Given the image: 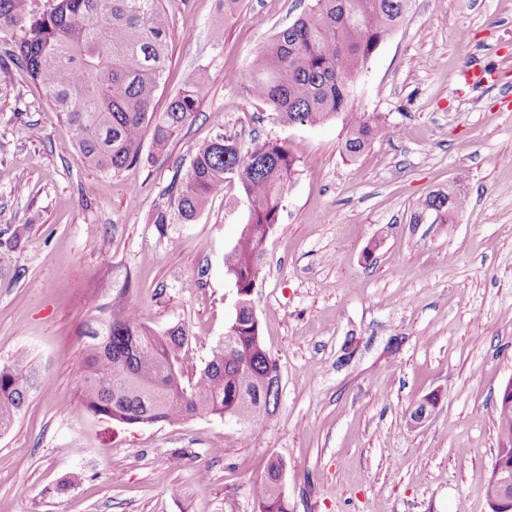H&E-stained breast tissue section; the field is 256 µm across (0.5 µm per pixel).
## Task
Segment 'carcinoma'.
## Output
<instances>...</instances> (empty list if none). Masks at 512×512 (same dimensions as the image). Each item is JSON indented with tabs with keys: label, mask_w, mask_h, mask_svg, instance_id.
Instances as JSON below:
<instances>
[{
	"label": "carcinoma",
	"mask_w": 512,
	"mask_h": 512,
	"mask_svg": "<svg viewBox=\"0 0 512 512\" xmlns=\"http://www.w3.org/2000/svg\"><path fill=\"white\" fill-rule=\"evenodd\" d=\"M413 2L313 0L255 55L248 77L231 72L229 78L246 96L269 103L284 123L342 119V151L356 159L379 132L382 116L353 110L354 81ZM0 35L9 38L0 71L10 72L12 63L41 83L72 130L70 148L102 174L136 162L148 133L155 146H165L208 92V75L201 73L164 111H154L168 61V18L159 0H51L43 9L35 0H0ZM299 163L286 146L257 138L243 154L228 132L197 147L177 187L179 219L194 220L231 178L247 203V222L224 255L237 294L234 317L210 359L192 372L185 329L156 331L130 308L96 317L83 332L86 409L130 426L208 415L233 417L254 434L264 429L278 405L280 368L264 347L252 294ZM465 205V197L438 190L417 204L416 214L433 213L446 224L448 213ZM31 381L24 360L0 365V433L23 409ZM496 410L500 438L512 441V410ZM275 479L270 462L259 512H288Z\"/></svg>",
	"instance_id": "carcinoma-1"
}]
</instances>
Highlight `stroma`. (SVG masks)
I'll list each match as a JSON object with an SVG mask.
<instances>
[{"instance_id":"obj_1","label":"stroma","mask_w":512,"mask_h":512,"mask_svg":"<svg viewBox=\"0 0 512 512\" xmlns=\"http://www.w3.org/2000/svg\"><path fill=\"white\" fill-rule=\"evenodd\" d=\"M309 4L240 0L228 16L224 0H161L170 60L156 109L199 69L209 91L165 149L145 141L109 175L69 151L26 70L0 82V365L21 357L35 373L0 434V512H257L273 458L290 512H488L496 402L512 379V0H415L353 87L354 110L385 118L353 161L341 119L281 122L239 84ZM475 62L494 82L465 84ZM225 130L301 160L253 294L278 407L258 435L230 417L113 424L82 406L83 332L99 311L184 327L196 366L234 316L224 255L248 219L239 183L191 223L156 222L195 147ZM451 185L463 211L413 222ZM433 394L434 413L409 426Z\"/></svg>"}]
</instances>
